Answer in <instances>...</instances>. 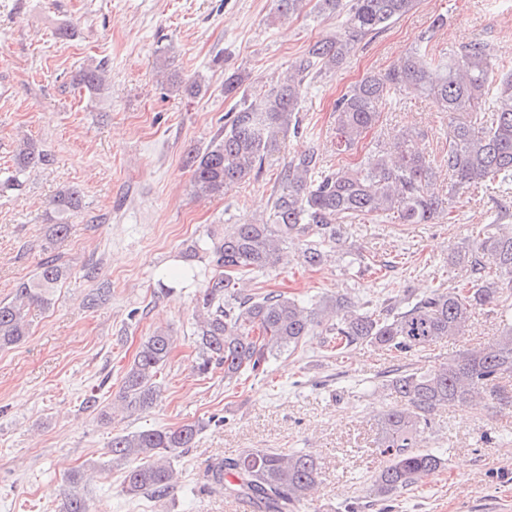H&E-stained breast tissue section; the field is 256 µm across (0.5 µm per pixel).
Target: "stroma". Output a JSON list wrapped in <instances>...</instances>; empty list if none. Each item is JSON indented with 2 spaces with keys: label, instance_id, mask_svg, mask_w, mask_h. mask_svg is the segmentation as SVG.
I'll list each match as a JSON object with an SVG mask.
<instances>
[{
  "label": "stroma",
  "instance_id": "1",
  "mask_svg": "<svg viewBox=\"0 0 512 512\" xmlns=\"http://www.w3.org/2000/svg\"><path fill=\"white\" fill-rule=\"evenodd\" d=\"M270 9L271 0H0V180L12 173L22 139L52 158L28 171L19 189L0 193V301L46 257L69 267L49 303L29 307L28 336L0 350V512H59L72 473L94 512H252L244 500L204 491L203 473L225 456L266 448L317 452L323 477L308 512H512V406L492 400L435 412L424 445L447 451L446 470L387 501L370 493L383 464L376 419L396 402L385 372L426 367L489 341L512 323V306L476 310L465 339L402 357L366 345L336 356L313 343L231 385L223 368L204 376L194 369L199 289L162 295L159 270L199 236L268 213L283 158L313 147L325 164L356 162L337 154L333 130L334 102L349 85L386 70L427 30L434 49L481 40L512 66V0H421L310 84L301 103L306 135L288 137L258 178L196 197L185 158L209 144L233 105L225 72L270 79L340 24L306 12L282 21ZM439 14L448 23L432 28ZM97 64L106 71L100 91L73 85L80 68ZM170 73L200 82V94L171 89ZM378 127L388 136L423 130L422 145L437 159L448 148L447 114L416 94L390 99ZM67 188L79 191L81 207L60 215L51 201ZM448 207L455 223L337 225L342 247L332 261L277 267L264 287L304 300L348 291L375 304L407 289L455 286L450 248L477 225L512 216V188L466 193ZM59 221L69 233L49 238L48 225ZM100 288L106 298L90 304ZM157 329L177 338L158 405L100 419L89 400L102 406L115 398L140 343ZM194 422L204 429L175 458L179 479L165 499L127 496L111 460L113 436ZM487 432L493 443L482 442Z\"/></svg>",
  "mask_w": 512,
  "mask_h": 512
}]
</instances>
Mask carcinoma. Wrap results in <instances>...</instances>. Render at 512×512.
<instances>
[{"instance_id": "carcinoma-1", "label": "carcinoma", "mask_w": 512, "mask_h": 512, "mask_svg": "<svg viewBox=\"0 0 512 512\" xmlns=\"http://www.w3.org/2000/svg\"><path fill=\"white\" fill-rule=\"evenodd\" d=\"M310 0H272L276 17L299 15ZM420 0H315L318 17L336 16V34L309 45L286 72L266 85L250 74L224 73V97L235 100L224 128L202 152L188 154L192 187L198 196L224 193V186L260 175L265 161L280 153L288 134L304 132L301 102L310 82L340 69L390 24L412 12ZM502 72L492 99H486L494 73ZM104 68L79 71L74 83L89 91L100 88ZM416 92L437 102L448 114V154L438 166L425 153L419 129L399 130L395 140L379 137L360 162L333 168L318 153L283 160L280 189L273 192L268 219L224 225L220 237L196 240L182 254L175 277L167 282H201L195 322L197 370L224 367L231 384L257 373L270 359L294 354L311 336H326L343 351L356 344L387 348L399 354L417 352L442 341L466 336L479 307L499 304L512 295V226L484 224L477 235L448 255V264L462 271L464 288L439 285L419 295L406 292L388 297L380 309L366 310L348 293L311 304L276 291L244 294L237 287L244 276L258 275L290 261L288 246H298V261L316 267L327 260L340 238L336 225L358 218L382 217L392 224H430L448 214L443 195L488 192L512 182V69L489 44L471 41L436 51L423 34L407 54L383 72L369 73L336 99L337 150H354L376 127L391 96ZM51 157L27 139L14 155V174L0 191L22 184L27 170L49 164ZM448 170L449 181H440ZM59 213L80 208L75 189L52 200ZM208 256L216 273L199 280L194 266L199 254ZM491 256L495 275L484 262ZM68 275L57 258L43 260L30 280L16 286L11 301H0V349L28 336L25 308L45 304L52 289ZM173 337L156 330L145 337L127 368L118 401L130 414L153 408L161 397L157 377L170 359ZM512 377V325L486 343L425 369H397L385 387L397 404L376 423L375 448L385 457L371 495L385 501L411 487L423 473L443 471L448 459L421 446L432 416L443 406L489 398L512 402L501 380ZM201 423L159 427L117 434L112 438V463L123 465L125 492L161 498L176 483L173 459L191 448L203 430ZM206 485L230 497L245 498L253 512H303L311 491L321 480L318 456L310 451L286 453L275 448L248 449L228 456L205 470ZM60 512H92L87 499L74 490Z\"/></svg>"}]
</instances>
